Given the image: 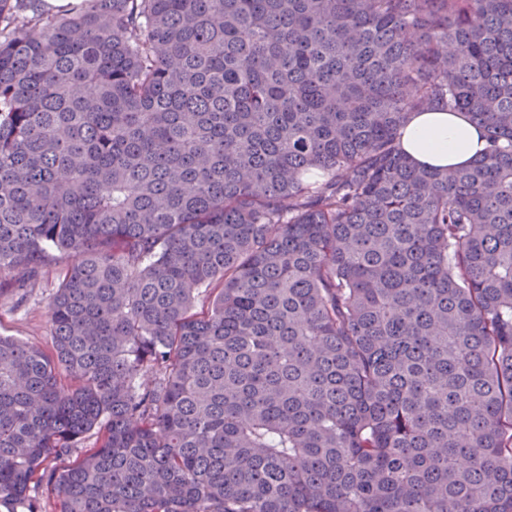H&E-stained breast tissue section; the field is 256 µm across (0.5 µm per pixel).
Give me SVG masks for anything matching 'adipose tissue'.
I'll return each instance as SVG.
<instances>
[{"label": "adipose tissue", "mask_w": 512, "mask_h": 512, "mask_svg": "<svg viewBox=\"0 0 512 512\" xmlns=\"http://www.w3.org/2000/svg\"><path fill=\"white\" fill-rule=\"evenodd\" d=\"M400 144L419 165L454 170L483 151L485 138L464 113L436 109L413 114L400 131Z\"/></svg>", "instance_id": "1"}]
</instances>
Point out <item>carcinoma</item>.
<instances>
[{
    "label": "carcinoma",
    "instance_id": "carcinoma-1",
    "mask_svg": "<svg viewBox=\"0 0 512 512\" xmlns=\"http://www.w3.org/2000/svg\"><path fill=\"white\" fill-rule=\"evenodd\" d=\"M58 252L0 504L512 512V0H0V293ZM400 144L420 166L451 172L479 155L485 138L464 113L436 109L413 114L400 130Z\"/></svg>",
    "mask_w": 512,
    "mask_h": 512
}]
</instances>
